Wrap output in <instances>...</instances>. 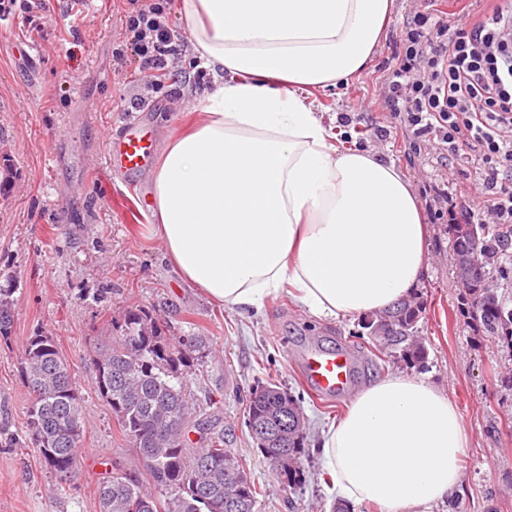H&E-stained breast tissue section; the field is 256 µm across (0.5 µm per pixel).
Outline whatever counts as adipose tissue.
Listing matches in <instances>:
<instances>
[{"mask_svg":"<svg viewBox=\"0 0 512 512\" xmlns=\"http://www.w3.org/2000/svg\"><path fill=\"white\" fill-rule=\"evenodd\" d=\"M394 0H181L213 87L170 134L154 176L168 263L215 302L260 308L281 288L315 318L381 312L427 266L420 206L397 167L339 149L314 96L372 58ZM469 445L448 394L395 373L322 432L325 489L379 512H432Z\"/></svg>","mask_w":512,"mask_h":512,"instance_id":"obj_1","label":"adipose tissue"}]
</instances>
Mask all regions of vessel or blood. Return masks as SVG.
Here are the masks:
<instances>
[{"label": "vessel or blood", "mask_w": 512, "mask_h": 512, "mask_svg": "<svg viewBox=\"0 0 512 512\" xmlns=\"http://www.w3.org/2000/svg\"><path fill=\"white\" fill-rule=\"evenodd\" d=\"M155 149V138L144 131L140 120L134 119L109 141L106 164L112 170L137 171L153 158ZM301 365L313 390L319 395L333 397L350 387L355 360L346 350L312 349L302 355Z\"/></svg>", "instance_id": "b4317fda"}]
</instances>
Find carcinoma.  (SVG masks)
Masks as SVG:
<instances>
[{
	"label": "carcinoma",
	"instance_id": "carcinoma-1",
	"mask_svg": "<svg viewBox=\"0 0 512 512\" xmlns=\"http://www.w3.org/2000/svg\"><path fill=\"white\" fill-rule=\"evenodd\" d=\"M456 278L465 257L479 251V275L462 287L461 305L471 323L494 342L512 349V307L489 279L512 282V228L492 224L447 226ZM13 289L0 287V337L13 327ZM422 301L417 293L396 307L367 317L362 328L406 364L423 370L427 352L417 337ZM204 348V338L171 336L168 324L143 308L111 322V332L95 346L92 384L112 409L120 431L142 463L143 474L115 468L98 488L100 512H254L259 490L213 421L197 424L205 444L188 447L186 424L192 416L186 375ZM23 385L32 399L26 435L45 468L61 482L74 480L85 431L81 396L54 337L37 331L27 337L20 363ZM288 415L294 424L280 442L253 435L276 473L299 483L306 454L305 420L300 404L284 389L267 384L250 392L247 425L272 424Z\"/></svg>",
	"mask_w": 512,
	"mask_h": 512
}]
</instances>
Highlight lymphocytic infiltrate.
Listing matches in <instances>:
<instances>
[{
	"label": "lymphocytic infiltrate",
	"mask_w": 512,
	"mask_h": 512,
	"mask_svg": "<svg viewBox=\"0 0 512 512\" xmlns=\"http://www.w3.org/2000/svg\"><path fill=\"white\" fill-rule=\"evenodd\" d=\"M127 39L152 84L167 76L174 33L159 0H127ZM488 13L462 5L452 18L416 12L399 32L396 65L384 103L414 138L426 140L440 166H470L478 187L461 203L440 194L455 224L512 227V0Z\"/></svg>",
	"instance_id": "obj_1"
}]
</instances>
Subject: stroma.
I'll return each instance as SVG.
<instances>
[{"mask_svg": "<svg viewBox=\"0 0 512 512\" xmlns=\"http://www.w3.org/2000/svg\"><path fill=\"white\" fill-rule=\"evenodd\" d=\"M423 3L394 0L366 68L348 85L314 96L338 147L369 149L395 163L427 226V271L417 285L428 354L421 376L448 393L469 435L460 486L433 512H512V389L501 383L512 374V351L478 335L461 309L448 220L436 213V195L452 190L455 175L382 107V83L399 51L396 30ZM125 9L124 0H47L39 32L22 11L0 19V154L10 165V181L0 187V284L12 283L15 310L13 335L0 341V512H98L96 491L113 466L141 471L92 386L90 364L94 337L108 335L112 318L137 306L166 319L174 335L205 337L187 391L196 418L218 419L225 447L260 487L255 512H332L316 443L348 399L315 396L296 353L310 340L354 349L359 391L409 367L372 339L356 338L359 319L314 318L284 291L261 312H245L213 303L172 271L151 223L137 214L142 196L153 193V168L111 172L106 145L133 117L165 144L211 77L198 68L174 6L166 20L181 48L169 58L172 78L149 85L128 45ZM21 43L33 47L32 58L16 56ZM371 123L387 126L390 137L355 136ZM37 330L54 337L82 398L79 474L63 487L26 439L30 395L19 370L23 343ZM270 382L299 400L306 420L303 477L295 485L277 477L246 425L250 391Z\"/></svg>", "mask_w": 512, "mask_h": 512, "instance_id": "1", "label": "stroma"}]
</instances>
